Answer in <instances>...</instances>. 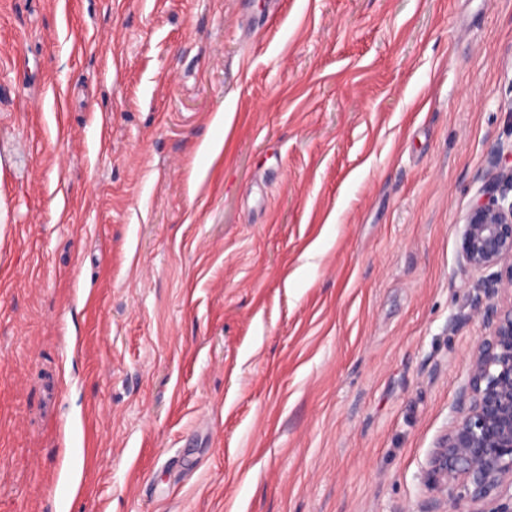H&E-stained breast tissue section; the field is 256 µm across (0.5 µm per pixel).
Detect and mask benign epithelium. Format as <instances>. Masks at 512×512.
<instances>
[{"instance_id": "obj_1", "label": "benign epithelium", "mask_w": 512, "mask_h": 512, "mask_svg": "<svg viewBox=\"0 0 512 512\" xmlns=\"http://www.w3.org/2000/svg\"><path fill=\"white\" fill-rule=\"evenodd\" d=\"M512 148L459 232L463 272L478 274L473 314L486 333L469 358L452 421L424 468L434 493L416 512H512Z\"/></svg>"}]
</instances>
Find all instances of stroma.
Listing matches in <instances>:
<instances>
[{"label": "stroma", "mask_w": 512, "mask_h": 512, "mask_svg": "<svg viewBox=\"0 0 512 512\" xmlns=\"http://www.w3.org/2000/svg\"><path fill=\"white\" fill-rule=\"evenodd\" d=\"M510 143L512 0H0V512H415Z\"/></svg>", "instance_id": "stroma-1"}]
</instances>
